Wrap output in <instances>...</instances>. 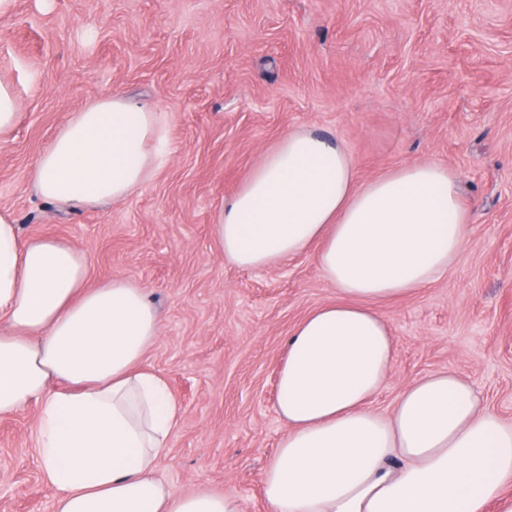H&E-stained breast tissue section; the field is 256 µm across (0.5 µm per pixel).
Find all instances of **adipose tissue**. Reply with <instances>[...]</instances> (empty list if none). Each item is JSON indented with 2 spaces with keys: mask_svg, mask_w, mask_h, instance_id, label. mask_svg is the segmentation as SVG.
<instances>
[{
  "mask_svg": "<svg viewBox=\"0 0 512 512\" xmlns=\"http://www.w3.org/2000/svg\"><path fill=\"white\" fill-rule=\"evenodd\" d=\"M160 115L95 97L57 130L30 179L45 201L104 206L163 162ZM470 235L457 179L434 162L360 180L353 156L307 129L264 154L212 226L219 255L262 269L315 249L339 302L286 340L275 409L287 430L264 471L267 512H512V424L451 371L371 407L396 354L374 302L424 288ZM160 335L142 288L90 280L84 249L22 236L0 210V417L39 408L35 446L54 512H243L231 494L174 493L157 473L178 425L144 364Z\"/></svg>",
  "mask_w": 512,
  "mask_h": 512,
  "instance_id": "adipose-tissue-1",
  "label": "adipose tissue"
}]
</instances>
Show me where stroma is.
<instances>
[{"instance_id":"1","label":"stroma","mask_w":512,"mask_h":512,"mask_svg":"<svg viewBox=\"0 0 512 512\" xmlns=\"http://www.w3.org/2000/svg\"><path fill=\"white\" fill-rule=\"evenodd\" d=\"M0 80L19 121L0 144V209L24 235L83 248L93 282L141 285L162 323L146 363L180 408L158 474L266 512L263 472L285 340L336 301L313 252L245 270L211 226L268 150L305 128L342 142L368 180L434 160L458 179L471 226L459 260L415 294L375 302L396 356L372 401L454 371L512 422V0H15L0 21ZM147 103L169 157L125 200L60 207L30 172L95 96ZM37 409L0 418V512H52Z\"/></svg>"}]
</instances>
